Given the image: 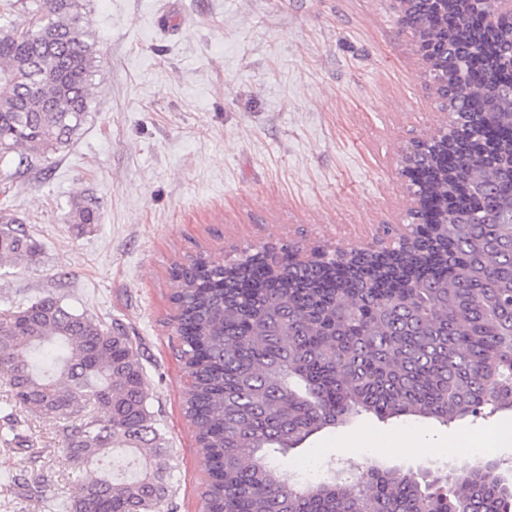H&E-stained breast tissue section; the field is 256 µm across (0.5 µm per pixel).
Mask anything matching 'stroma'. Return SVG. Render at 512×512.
Returning a JSON list of instances; mask_svg holds the SVG:
<instances>
[{"label":"stroma","mask_w":512,"mask_h":512,"mask_svg":"<svg viewBox=\"0 0 512 512\" xmlns=\"http://www.w3.org/2000/svg\"><path fill=\"white\" fill-rule=\"evenodd\" d=\"M98 53L88 118L69 146L0 194L39 248L0 270V311L53 295L138 348L172 471L164 512H202L206 462L184 410L171 335L173 261L270 241L361 247L406 221L399 154L441 114L392 0H80ZM97 211L76 224V202ZM0 421V512H58L88 476L70 465L62 419L13 410ZM512 410L447 425L366 415L290 450L345 469L348 458L403 471H452L512 446L485 447ZM26 440L18 448L13 431ZM467 431L466 449L445 447ZM424 436L403 455L397 440Z\"/></svg>","instance_id":"stroma-1"}]
</instances>
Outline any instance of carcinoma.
<instances>
[{
  "label": "carcinoma",
  "mask_w": 512,
  "mask_h": 512,
  "mask_svg": "<svg viewBox=\"0 0 512 512\" xmlns=\"http://www.w3.org/2000/svg\"><path fill=\"white\" fill-rule=\"evenodd\" d=\"M0 24V163L23 174L86 122L97 67L78 0H16ZM482 4L416 0L399 24L431 65L436 109L464 133L411 142L425 199L412 246L301 265L206 254L170 266L185 415L207 461L204 512H512L497 458L452 472L330 470L287 484L288 451L372 414L439 423L512 410V14L488 28ZM25 227L0 209V269L34 262ZM4 420L19 406L64 421L67 459L112 463L79 484L69 512H161L169 494L137 348L122 324L46 295L0 313Z\"/></svg>",
  "instance_id": "cac0c4a2"
}]
</instances>
